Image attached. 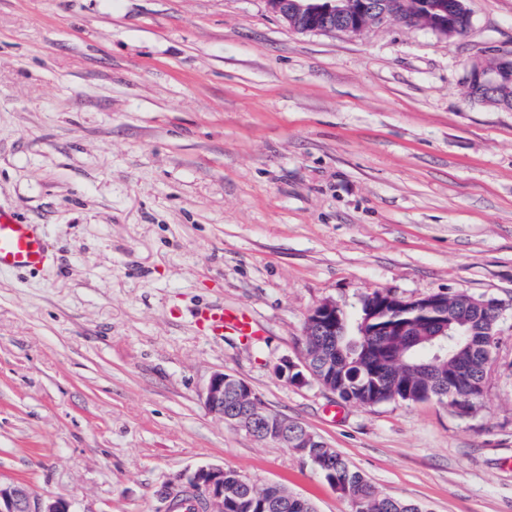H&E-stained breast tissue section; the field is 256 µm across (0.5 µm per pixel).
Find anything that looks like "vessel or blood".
Instances as JSON below:
<instances>
[{
    "mask_svg": "<svg viewBox=\"0 0 512 512\" xmlns=\"http://www.w3.org/2000/svg\"><path fill=\"white\" fill-rule=\"evenodd\" d=\"M47 257V244L37 225L23 223L15 212L0 208V270L36 271L45 266ZM197 323L211 336L249 341L263 333L251 315L221 306L201 309Z\"/></svg>",
    "mask_w": 512,
    "mask_h": 512,
    "instance_id": "b4317fda",
    "label": "vessel or blood"
}]
</instances>
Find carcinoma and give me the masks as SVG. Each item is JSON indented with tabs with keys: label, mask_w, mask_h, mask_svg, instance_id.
<instances>
[{
	"label": "carcinoma",
	"mask_w": 512,
	"mask_h": 512,
	"mask_svg": "<svg viewBox=\"0 0 512 512\" xmlns=\"http://www.w3.org/2000/svg\"><path fill=\"white\" fill-rule=\"evenodd\" d=\"M368 311L361 308L356 331L350 332L346 313L344 333L336 337V394L343 401L377 405L388 401L422 402L435 400L448 406L460 417L477 411L487 373L486 361L495 352L497 337L485 333V319L474 324V335L462 337L458 356L441 359L429 370L416 365L426 360L430 345L418 337L419 343L406 349L405 336H373L365 347L354 350L351 343L361 339L360 330ZM317 447L300 454L312 463L326 481L351 498L355 512H428L416 502L400 500L382 493L339 453L321 438ZM170 504L196 501V510L205 512L201 496L181 488L172 490ZM225 512H314L310 502L277 486L257 487L232 471L224 472Z\"/></svg>",
	"instance_id": "obj_1"
}]
</instances>
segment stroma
I'll return each instance as SVG.
<instances>
[{
  "label": "stroma",
  "instance_id": "1",
  "mask_svg": "<svg viewBox=\"0 0 512 512\" xmlns=\"http://www.w3.org/2000/svg\"><path fill=\"white\" fill-rule=\"evenodd\" d=\"M446 37L302 33L265 0H0V207L51 258L0 271V479L73 512H167L204 465L353 512L310 463L205 409L224 371L384 493L512 512V109L468 94L512 0ZM503 305L481 403L364 405L278 378L330 301ZM264 334L213 338L195 312ZM376 292H374L376 294L371 296V300L373 306L377 308L381 315L387 314L389 309L398 310L409 305L429 311H439L447 307L448 314L452 315L458 310L459 302L456 299L461 296L448 298V295L435 294L418 299L406 300L392 294H387L386 292ZM197 324L208 336H239L243 341H251L264 334L251 315L224 306L204 307L198 312Z\"/></svg>",
  "mask_w": 512,
  "mask_h": 512
}]
</instances>
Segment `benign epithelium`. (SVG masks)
Listing matches in <instances>:
<instances>
[{
	"label": "benign epithelium",
	"instance_id": "benign-epithelium-1",
	"mask_svg": "<svg viewBox=\"0 0 512 512\" xmlns=\"http://www.w3.org/2000/svg\"><path fill=\"white\" fill-rule=\"evenodd\" d=\"M267 8L298 32H346L360 34L387 19L402 14L398 0H266ZM407 21L446 37L460 35L470 26L469 13L460 0L450 5L446 0H420L416 8L407 13ZM512 82V54L499 50L489 62L472 66L468 87L473 95L486 102L497 98V105L512 108V101L505 96L506 86ZM379 314L385 315L409 305L439 311L448 306V296L435 294L418 299H402L392 294L378 292L371 296ZM464 306L487 313H499L500 304L493 298L467 297ZM467 321L455 319L436 322L429 330L436 359L450 355L459 344V337L469 335ZM339 312L336 304L324 302L307 318L304 335L323 336L329 343L339 335ZM277 376L293 386H303L314 380L308 360L296 363L283 359L275 366ZM234 394L242 420L240 428L250 431L258 417V403L253 399L252 388L242 379L225 372L214 373L201 393L206 410L224 418V399ZM288 418L274 413L263 417V431L273 440L288 443ZM177 485L202 493L206 512H224V467L201 466L178 480ZM0 512H69V505L51 497H35L23 486L0 481Z\"/></svg>",
	"mask_w": 512,
	"mask_h": 512
}]
</instances>
